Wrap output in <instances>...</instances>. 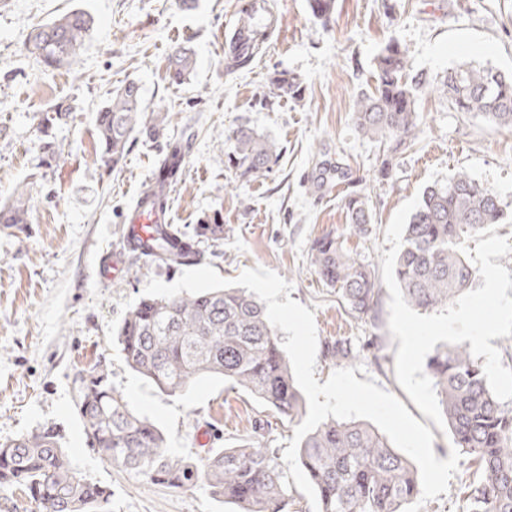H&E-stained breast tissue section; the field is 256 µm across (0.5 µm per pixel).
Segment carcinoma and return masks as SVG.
Segmentation results:
<instances>
[{"mask_svg": "<svg viewBox=\"0 0 512 512\" xmlns=\"http://www.w3.org/2000/svg\"><path fill=\"white\" fill-rule=\"evenodd\" d=\"M308 9L313 18L327 23L336 12V0H308ZM91 25L87 12L74 10L34 28L27 49L48 70L69 67ZM265 39L266 28L250 29L249 49L229 54L231 67L251 65ZM194 65L190 49L175 50L169 58L170 78L176 83L187 80ZM374 76L375 91L356 97L353 124L360 135L389 144L395 153L414 145L421 122L416 99L427 89L458 112L512 129V74L462 62L429 81L410 74L406 50L390 41L374 60ZM271 85L279 97L304 98L302 82L286 72L274 73ZM140 99V86L130 81L113 92L98 113L105 165H116L126 156L134 133L153 139L164 134L167 113L142 111ZM69 112L60 107L41 123V148L51 159L56 146L49 124ZM229 139V162L240 176L256 179L270 172L276 155L272 141L243 124ZM181 161L182 147L176 145L149 194L153 203H164ZM346 177L337 166L322 167L311 184L320 189ZM344 206L350 233L367 235L371 213L363 197L349 194ZM30 215L29 193L19 187L12 203L0 210V224H27ZM504 217L497 196L464 172L444 186L426 188L406 225L395 262V277L408 304L425 311L442 308L470 289L475 272L458 245ZM202 238L224 239V225L200 224L191 233L157 225L148 237L133 242L132 252L152 264L190 265L200 257ZM309 263L352 313L362 318L374 309V277L339 239H316ZM117 342L126 364L170 395L185 392L198 377L212 376L279 413H302L303 397L279 335L264 306L244 289L185 293L172 299L144 296L124 317ZM427 370L455 446L469 458V481L459 491L463 512H512V407L495 398L482 362L465 343L438 346ZM73 402L87 441L107 463L175 491L204 483L237 512H288L286 466L269 449L253 444L213 448L198 462L178 457L169 451L161 429L131 409L102 368L75 380ZM299 460L315 487L318 512H404L420 494L417 468L385 435L362 421L321 423L302 440ZM0 486L24 492L38 512H109L112 498L109 487L75 471L52 429L0 444Z\"/></svg>", "mask_w": 512, "mask_h": 512, "instance_id": "1", "label": "carcinoma"}]
</instances>
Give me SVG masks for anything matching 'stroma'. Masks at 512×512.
Here are the masks:
<instances>
[{"mask_svg":"<svg viewBox=\"0 0 512 512\" xmlns=\"http://www.w3.org/2000/svg\"><path fill=\"white\" fill-rule=\"evenodd\" d=\"M391 9H384V2ZM275 24L245 69L229 68L222 42L237 24L242 0H0V202L27 186L31 221L0 224V443L55 427L72 467L112 489V512H233L199 484L173 491L107 464L88 447L75 410L74 379L105 363L112 385L131 407L154 421L170 450L193 459L207 448L243 442L283 453L299 418L275 413L224 380L197 378L170 396L124 362L116 331L150 279L175 282L180 269L144 266L124 246L126 216L150 188L167 142L181 144V173L170 189L172 224L192 231L218 220L224 238L200 245L203 263L224 278L263 267L292 285L290 297L315 314V377L336 370L328 343L354 351L345 367H363L415 419L423 414L398 384L399 343L388 329L387 289L371 316L357 319L309 264L314 239L331 232L381 277L390 246L385 229L398 208L434 184L464 172L503 204L498 236H512V130L455 111L443 98L419 94L421 124L414 145L378 176L383 144L363 138L352 122L355 97L373 90V59L390 41L408 51L413 73L442 75L462 62L512 72V0H337L330 22L314 19L307 0H265ZM73 9L93 28L72 69L45 70L25 49L34 25ZM192 50L189 80L172 84L168 58ZM300 78L305 97L273 95L270 79ZM128 80L141 87L145 111L167 112L166 140L135 134L124 161L106 169L96 133L98 110ZM71 105L53 132L61 156L42 167L38 123L59 104ZM248 123L276 146L265 178L245 180L229 168L227 136ZM349 168L354 186L313 191L309 181L327 164ZM365 196L372 231L348 232L343 198ZM120 259L118 277L102 274Z\"/></svg>","mask_w":512,"mask_h":512,"instance_id":"stroma-1","label":"stroma"}]
</instances>
